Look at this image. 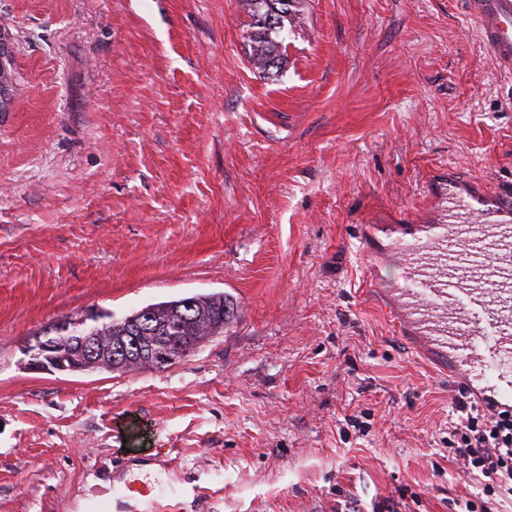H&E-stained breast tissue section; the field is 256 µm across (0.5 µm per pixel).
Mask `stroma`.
<instances>
[{
	"mask_svg": "<svg viewBox=\"0 0 512 512\" xmlns=\"http://www.w3.org/2000/svg\"><path fill=\"white\" fill-rule=\"evenodd\" d=\"M247 63L241 0H0V512H464L447 380L367 287L362 225L429 214L447 167L512 193V73L465 0H301ZM224 293L164 371L28 368L70 318Z\"/></svg>",
	"mask_w": 512,
	"mask_h": 512,
	"instance_id": "obj_1",
	"label": "stroma"
}]
</instances>
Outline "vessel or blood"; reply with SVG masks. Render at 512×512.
Returning a JSON list of instances; mask_svg holds the SVG:
<instances>
[{
  "label": "vessel or blood",
  "instance_id": "1",
  "mask_svg": "<svg viewBox=\"0 0 512 512\" xmlns=\"http://www.w3.org/2000/svg\"><path fill=\"white\" fill-rule=\"evenodd\" d=\"M487 55L512 71V0H465ZM448 213L420 224H369L365 255L404 263L386 293L394 321L492 400L512 402V195L448 174Z\"/></svg>",
  "mask_w": 512,
  "mask_h": 512
}]
</instances>
